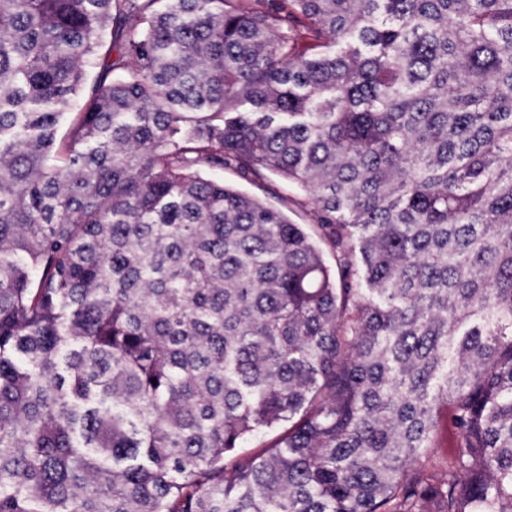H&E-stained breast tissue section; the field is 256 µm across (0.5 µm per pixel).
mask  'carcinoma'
<instances>
[{"instance_id": "carcinoma-1", "label": "carcinoma", "mask_w": 512, "mask_h": 512, "mask_svg": "<svg viewBox=\"0 0 512 512\" xmlns=\"http://www.w3.org/2000/svg\"><path fill=\"white\" fill-rule=\"evenodd\" d=\"M0 512H512V0H0ZM205 174L212 178L224 179L226 184L256 195L270 205L286 211L289 218L296 224H315L310 207L303 209L298 204L284 199V195L293 196L294 194L289 192L276 176L269 177L263 185L257 186L243 180L229 169H224V171L207 170ZM457 440L458 438L454 429L449 424L444 425L438 432L437 444L439 448L436 449V457L430 459H419L414 463V468L426 473L434 472L436 469V462L439 461V459L441 461L446 459L453 453L454 448H456L457 445Z\"/></svg>"}]
</instances>
